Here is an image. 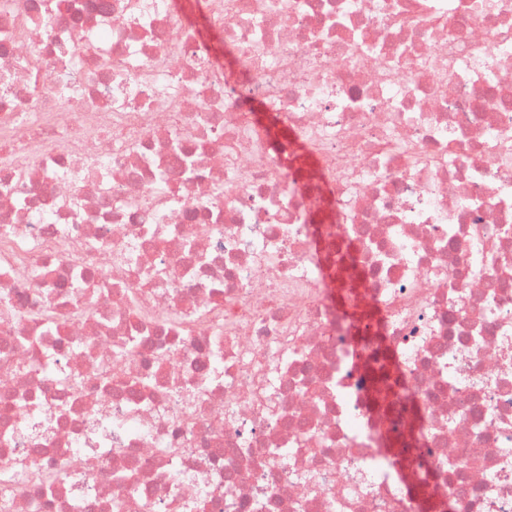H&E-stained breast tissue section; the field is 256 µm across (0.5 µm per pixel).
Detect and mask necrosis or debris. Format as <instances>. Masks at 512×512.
I'll return each instance as SVG.
<instances>
[{"mask_svg": "<svg viewBox=\"0 0 512 512\" xmlns=\"http://www.w3.org/2000/svg\"><path fill=\"white\" fill-rule=\"evenodd\" d=\"M0 0V512H512V0Z\"/></svg>", "mask_w": 512, "mask_h": 512, "instance_id": "necrosis-or-debris-1", "label": "necrosis or debris"}]
</instances>
